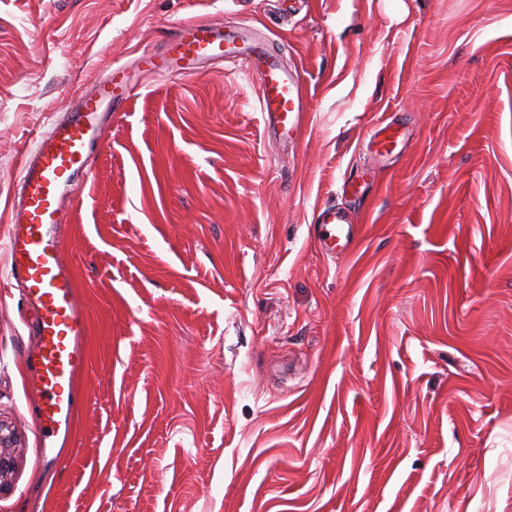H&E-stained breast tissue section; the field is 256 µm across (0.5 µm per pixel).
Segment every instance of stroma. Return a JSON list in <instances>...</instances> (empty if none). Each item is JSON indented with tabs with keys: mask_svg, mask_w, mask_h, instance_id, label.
Here are the masks:
<instances>
[{
	"mask_svg": "<svg viewBox=\"0 0 512 512\" xmlns=\"http://www.w3.org/2000/svg\"><path fill=\"white\" fill-rule=\"evenodd\" d=\"M189 19L299 70L298 139L240 64L140 72ZM116 63L136 88L61 205L87 406L45 467L8 200ZM384 121L410 139L379 156ZM327 204L362 228L335 259ZM0 421V512H512V0H0ZM14 438L10 428L0 422V493L10 488L15 471V458L10 448Z\"/></svg>",
	"mask_w": 512,
	"mask_h": 512,
	"instance_id": "1",
	"label": "stroma"
}]
</instances>
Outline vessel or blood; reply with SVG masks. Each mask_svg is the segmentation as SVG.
I'll list each match as a JSON object with an SVG mask.
<instances>
[{
    "mask_svg": "<svg viewBox=\"0 0 512 512\" xmlns=\"http://www.w3.org/2000/svg\"><path fill=\"white\" fill-rule=\"evenodd\" d=\"M243 23L190 21L175 27L167 38L168 53L147 55V71L185 77L195 65L243 58L259 81V109L268 136L292 140L304 122L300 75L284 69L267 42L252 40ZM112 79L78 95L70 117L36 139L24 155L20 174L21 205L14 230L6 242L10 254L8 276L20 281L39 310L37 341L26 359L35 372L37 425L53 433L70 435L82 408L76 377L86 362V319L76 283L60 245V203L73 191L76 173L89 170L90 143L98 133L97 114L102 106L121 101ZM409 134L392 122L373 128L370 143L376 153H391ZM313 235L329 257L347 253L360 230L336 206L320 208Z\"/></svg>",
    "mask_w": 512,
    "mask_h": 512,
    "instance_id": "vessel-or-blood-1",
    "label": "vessel or blood"
}]
</instances>
